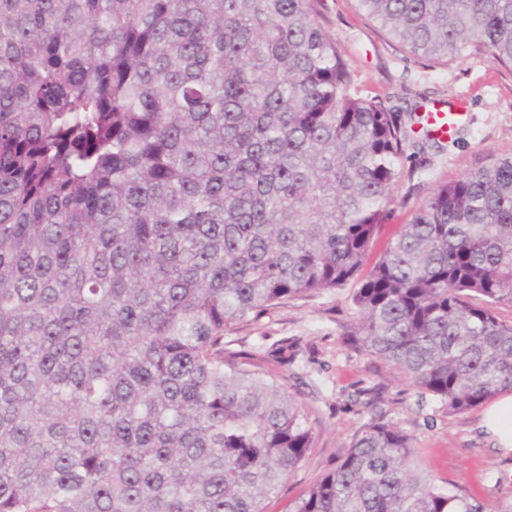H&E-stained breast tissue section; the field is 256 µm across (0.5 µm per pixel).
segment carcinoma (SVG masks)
Masks as SVG:
<instances>
[{
  "instance_id": "obj_1",
  "label": "carcinoma",
  "mask_w": 512,
  "mask_h": 512,
  "mask_svg": "<svg viewBox=\"0 0 512 512\" xmlns=\"http://www.w3.org/2000/svg\"><path fill=\"white\" fill-rule=\"evenodd\" d=\"M414 55L512 65V0H355ZM406 133L316 0H0V512H264L313 448L224 331L360 272ZM450 412L512 391V156L439 185L354 296ZM292 512H512L372 418Z\"/></svg>"
}]
</instances>
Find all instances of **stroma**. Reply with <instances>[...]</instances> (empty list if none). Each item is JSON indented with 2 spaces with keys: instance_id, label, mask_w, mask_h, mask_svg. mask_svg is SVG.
<instances>
[{
  "instance_id": "1",
  "label": "stroma",
  "mask_w": 512,
  "mask_h": 512,
  "mask_svg": "<svg viewBox=\"0 0 512 512\" xmlns=\"http://www.w3.org/2000/svg\"><path fill=\"white\" fill-rule=\"evenodd\" d=\"M319 11L357 85L379 96L401 121L462 98L469 104L457 134L442 145L409 135L388 219L365 260L370 267L438 185L487 158L512 155V68L467 52L449 62L411 54L361 14L354 0H321ZM358 286L353 280L290 299L224 334L225 347L240 352L246 367L287 384L313 427V448L266 501V512H292L376 414L414 437L417 464L437 485L491 506L512 502V452L484 431L483 407L448 413L421 401L409 379L360 347L353 303ZM285 340L294 355L284 365L273 351Z\"/></svg>"
}]
</instances>
